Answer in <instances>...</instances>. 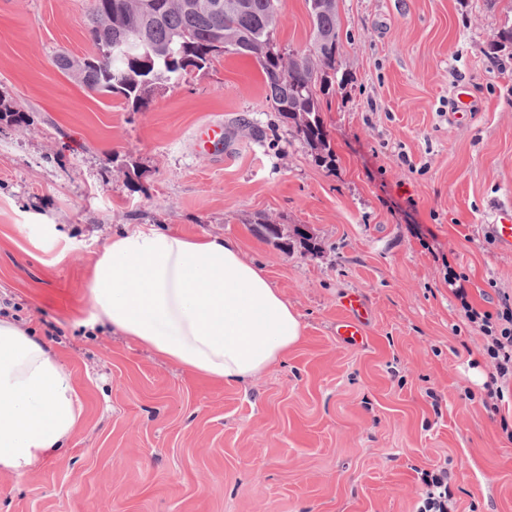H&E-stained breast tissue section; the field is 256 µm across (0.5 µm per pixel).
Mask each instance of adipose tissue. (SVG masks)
<instances>
[{"instance_id": "1", "label": "adipose tissue", "mask_w": 512, "mask_h": 512, "mask_svg": "<svg viewBox=\"0 0 512 512\" xmlns=\"http://www.w3.org/2000/svg\"><path fill=\"white\" fill-rule=\"evenodd\" d=\"M93 322L215 381L255 377L303 326L264 270L230 238L141 227L113 234L90 272ZM82 415L46 345L0 318V471L31 472L65 448Z\"/></svg>"}]
</instances>
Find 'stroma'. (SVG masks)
Returning <instances> with one entry per match:
<instances>
[{"mask_svg": "<svg viewBox=\"0 0 512 512\" xmlns=\"http://www.w3.org/2000/svg\"><path fill=\"white\" fill-rule=\"evenodd\" d=\"M88 7L0 0V97L27 116L0 121V315L49 346L82 405L67 448L0 472V512H414L425 470L447 472L449 512H512V385L485 408L486 339L448 288L461 276L480 310L512 299V252L484 231L512 203V49L483 52L512 0H337L330 167L249 58L163 85L144 112L88 92L55 65L92 53ZM312 31L305 0H282L278 45L306 50ZM212 124L218 152L198 144ZM262 223L307 229L315 251ZM141 224L237 240L299 313L298 344L220 383L86 327L98 252ZM353 292L372 311L360 347L336 336Z\"/></svg>", "mask_w": 512, "mask_h": 512, "instance_id": "obj_1", "label": "stroma"}]
</instances>
